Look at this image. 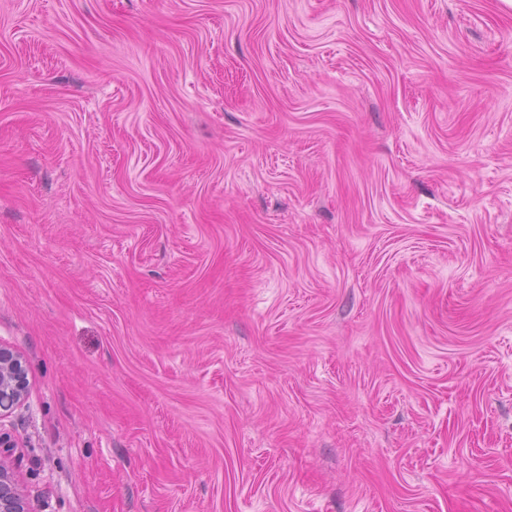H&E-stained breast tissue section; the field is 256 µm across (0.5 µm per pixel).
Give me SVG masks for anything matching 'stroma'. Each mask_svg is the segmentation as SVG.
I'll use <instances>...</instances> for the list:
<instances>
[{
  "mask_svg": "<svg viewBox=\"0 0 512 512\" xmlns=\"http://www.w3.org/2000/svg\"><path fill=\"white\" fill-rule=\"evenodd\" d=\"M0 344L28 512H512V6L0 0ZM29 394V380L23 356L0 344V418L21 405Z\"/></svg>",
  "mask_w": 512,
  "mask_h": 512,
  "instance_id": "obj_1",
  "label": "stroma"
}]
</instances>
